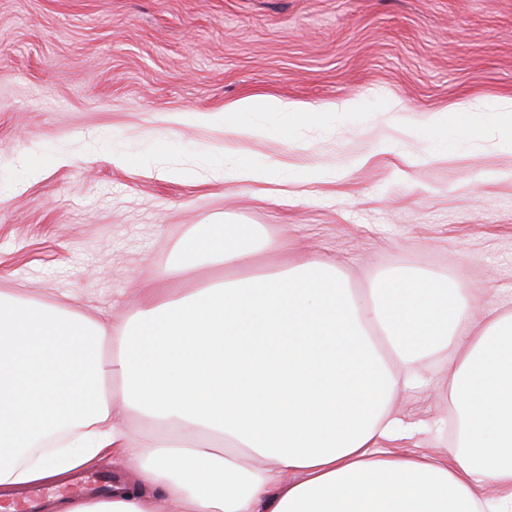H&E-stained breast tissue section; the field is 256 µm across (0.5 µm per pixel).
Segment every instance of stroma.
<instances>
[{
	"label": "stroma",
	"mask_w": 512,
	"mask_h": 512,
	"mask_svg": "<svg viewBox=\"0 0 512 512\" xmlns=\"http://www.w3.org/2000/svg\"><path fill=\"white\" fill-rule=\"evenodd\" d=\"M248 96L314 115L231 111ZM503 100L512 0H0V289L130 323L184 239L253 224L266 271L307 256L362 293L406 270L511 310ZM488 109L491 121L503 133L501 141L512 149V101L491 104Z\"/></svg>",
	"instance_id": "1"
}]
</instances>
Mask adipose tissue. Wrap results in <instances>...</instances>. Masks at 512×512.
Listing matches in <instances>:
<instances>
[{
  "mask_svg": "<svg viewBox=\"0 0 512 512\" xmlns=\"http://www.w3.org/2000/svg\"><path fill=\"white\" fill-rule=\"evenodd\" d=\"M267 247L252 224L189 238L181 272L210 261L235 276L139 289L109 360L106 326L0 289V490L110 452L137 482L60 512H512V311L421 274L383 276L360 295L307 258L250 273ZM436 354L453 367L460 444L410 454L395 443L414 427L392 405L423 386ZM112 377L120 395L104 390ZM130 409L178 425L180 451L135 446L117 424ZM202 432L228 452L198 444Z\"/></svg>",
  "mask_w": 512,
  "mask_h": 512,
  "instance_id": "adipose-tissue-1",
  "label": "adipose tissue"
}]
</instances>
